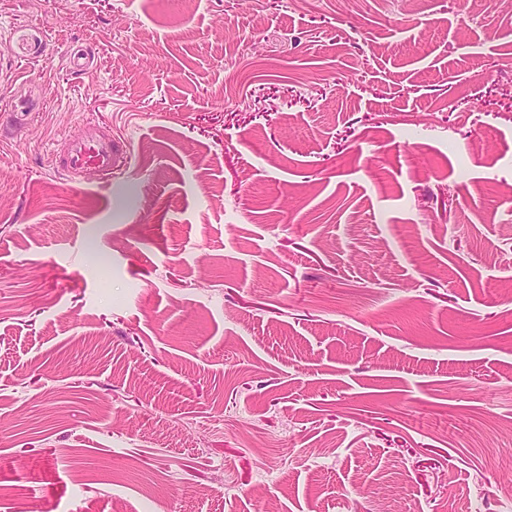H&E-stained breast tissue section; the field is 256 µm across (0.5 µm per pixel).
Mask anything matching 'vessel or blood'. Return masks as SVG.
I'll return each mask as SVG.
<instances>
[{
  "label": "vessel or blood",
  "mask_w": 512,
  "mask_h": 512,
  "mask_svg": "<svg viewBox=\"0 0 512 512\" xmlns=\"http://www.w3.org/2000/svg\"><path fill=\"white\" fill-rule=\"evenodd\" d=\"M120 149L121 144L111 131L86 120L77 133L62 138L53 154V166L73 184L79 183L84 172L90 169L108 179L116 168Z\"/></svg>",
  "instance_id": "b4317fda"
}]
</instances>
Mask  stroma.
Listing matches in <instances>:
<instances>
[{
    "label": "stroma",
    "mask_w": 512,
    "mask_h": 512,
    "mask_svg": "<svg viewBox=\"0 0 512 512\" xmlns=\"http://www.w3.org/2000/svg\"><path fill=\"white\" fill-rule=\"evenodd\" d=\"M509 482L512 0H0V512ZM122 144L93 120L83 121L77 133L61 139L53 154V167L77 184L85 171L93 169L111 179L120 158Z\"/></svg>",
    "instance_id": "obj_1"
}]
</instances>
